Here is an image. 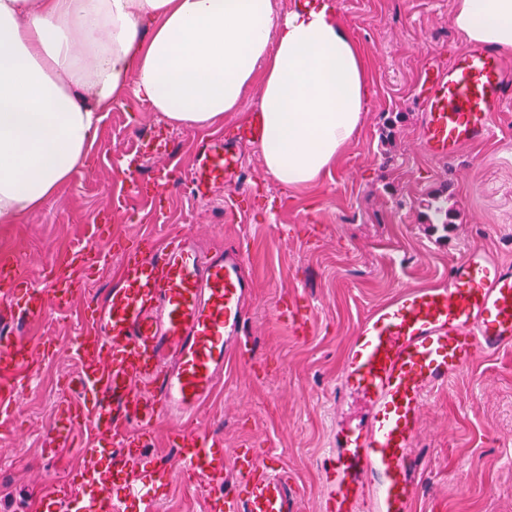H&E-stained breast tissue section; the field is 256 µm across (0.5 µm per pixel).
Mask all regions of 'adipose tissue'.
I'll return each instance as SVG.
<instances>
[{
	"mask_svg": "<svg viewBox=\"0 0 512 512\" xmlns=\"http://www.w3.org/2000/svg\"><path fill=\"white\" fill-rule=\"evenodd\" d=\"M451 24L512 54V0H453ZM369 88L367 55L325 0L285 15L272 0H0V224L71 179L125 91L178 126L252 95L265 171L299 190L359 133Z\"/></svg>",
	"mask_w": 512,
	"mask_h": 512,
	"instance_id": "1",
	"label": "adipose tissue"
}]
</instances>
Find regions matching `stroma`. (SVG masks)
<instances>
[{"label": "stroma", "instance_id": "35a3bbf8", "mask_svg": "<svg viewBox=\"0 0 512 512\" xmlns=\"http://www.w3.org/2000/svg\"><path fill=\"white\" fill-rule=\"evenodd\" d=\"M335 5L367 54L371 86L362 130L318 183L301 190L280 186L250 143L241 147L244 165L235 181L217 188L211 203L190 200L177 185L160 192L155 205L134 199L112 212V192L128 177L123 156H139L140 181L156 173L149 133L160 131L170 158L187 171L203 137L246 123L256 109L248 98L209 126L185 127L148 104L132 103L105 114L83 172L37 212L0 224V247L25 256V275L38 283L57 250L84 240L93 217L110 214L100 242L109 260L76 295L78 307L112 288L127 250L150 237L189 229L204 245L241 247L254 283L246 311L249 351L194 425L223 437L227 481H234L243 449L261 459L282 456L304 489L298 512H319L320 451L337 419L353 420L361 410L357 403L337 409L335 400L361 320L401 289L447 281L469 247L512 263V104L494 113L492 138L448 160L431 159L420 144L424 73L443 69L465 46L450 23L452 0ZM438 192L448 198L452 224L430 232L427 205ZM233 200L243 204L242 220L225 216ZM280 308L292 310L304 332L279 320ZM0 332L59 343L39 366L35 386L23 389L21 409L0 419V512H25L32 493L64 478L52 469L46 446L57 407L70 396L66 382L77 371L67 349L74 321L57 315ZM416 446L428 465L414 512H512V349L478 355L430 396ZM157 512H206V494L171 479L158 491Z\"/></svg>", "mask_w": 512, "mask_h": 512}]
</instances>
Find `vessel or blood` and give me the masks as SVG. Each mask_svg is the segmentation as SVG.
<instances>
[{
  "mask_svg": "<svg viewBox=\"0 0 512 512\" xmlns=\"http://www.w3.org/2000/svg\"><path fill=\"white\" fill-rule=\"evenodd\" d=\"M512 100V62L480 46L462 50L447 72L430 79L421 128L424 151L437 160L493 133L492 115ZM264 132L260 113L199 143L196 164L162 170L163 185L184 182L209 199L243 165L242 144ZM93 244L69 247L50 261L51 280L34 285L22 259L0 266V319L39 320L75 311L80 360L59 409L58 435L73 436L81 482L60 483L32 512H154L157 483L180 478L207 491V512H297L303 487L278 457L241 452L227 484L224 442L192 428L223 387L228 364L245 346L252 282L243 252L202 250L193 231L154 240L125 260L116 285L80 310L72 300L86 269L104 263ZM512 348V264L469 248L447 283L407 288L373 309L346 351L337 402L359 399L361 417L339 426L319 460L320 512H413L425 461L416 447L426 402L478 354ZM31 349L0 338V415L13 414L19 392L35 379ZM172 429L171 462L145 457L160 421Z\"/></svg>",
  "mask_w": 512,
  "mask_h": 512,
  "instance_id": "1",
  "label": "vessel or blood"
}]
</instances>
